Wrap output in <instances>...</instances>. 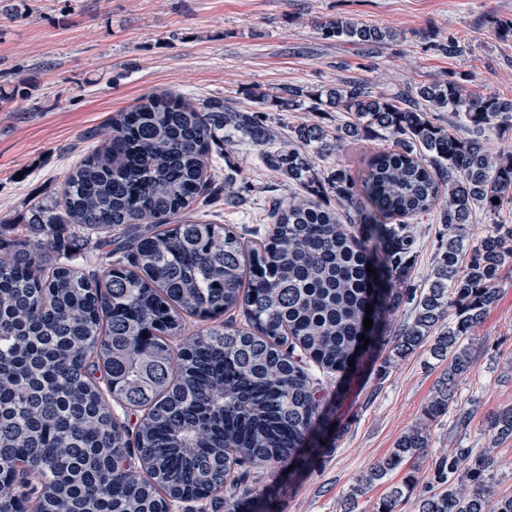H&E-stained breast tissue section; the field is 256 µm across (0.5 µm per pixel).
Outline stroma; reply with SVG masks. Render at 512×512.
<instances>
[{"instance_id":"obj_1","label":"stroma","mask_w":512,"mask_h":512,"mask_svg":"<svg viewBox=\"0 0 512 512\" xmlns=\"http://www.w3.org/2000/svg\"><path fill=\"white\" fill-rule=\"evenodd\" d=\"M0 12V235L17 233L31 205L56 198L65 174L99 147V132L113 116L154 91L169 90L200 103L224 100L254 106L271 96L266 123L273 147L294 128L320 124L328 130L344 113L281 111L275 99L291 88L324 90L367 78L374 93L392 95L421 84L470 80L512 100V35L492 34L512 21V0H12ZM350 16L397 31L377 50L324 39L320 24ZM454 35L460 56L433 49V38ZM372 71H364V64ZM379 139L344 140L340 154L316 157L324 173L342 164L362 173ZM240 197L224 204V188ZM296 188L268 168L249 140L225 146L199 213L228 224L244 239L266 227L272 198L288 200ZM416 240L407 290L421 292L434 274L445 233L436 214L410 226ZM476 362L460 377L454 415L426 422L445 362L428 345L406 357L392 355L393 336L379 339L359 370L338 377L322 373L321 409L327 424L312 434L318 450L301 452L292 465L243 468L245 484L258 488L262 512H373L391 485L415 480L402 512H418L432 464L451 449L491 448L499 461L491 499L512 496V438L491 443L489 417L512 408V262L505 267L496 301L475 327ZM430 437L411 469L392 472L367 488L356 503L348 495L357 480L386 457L419 423Z\"/></svg>"}]
</instances>
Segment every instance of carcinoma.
<instances>
[{
    "label": "carcinoma",
    "mask_w": 512,
    "mask_h": 512,
    "mask_svg": "<svg viewBox=\"0 0 512 512\" xmlns=\"http://www.w3.org/2000/svg\"><path fill=\"white\" fill-rule=\"evenodd\" d=\"M323 34L373 48L393 41L388 29L338 16ZM303 96L348 121L334 135L301 126L296 143L272 150L264 94L243 111L151 94L112 120L102 146L65 176L60 199L30 209L24 223L45 239L0 237V470L15 473L0 478V512H166L209 497L247 464L293 461L322 423L310 364L347 374L366 352L360 335L373 342L387 330L389 313L410 300L395 288L412 271L409 224L432 210L448 240L393 356L434 338L431 352L448 366L424 416L452 409L457 379L475 363L472 332L512 259V224L481 236L468 224L475 206L495 216L512 203V147H487L512 124V102L455 80L375 96L356 78L324 95L290 90L281 106ZM442 112L479 134L458 138ZM373 135L388 146L359 178L336 165L329 205L309 153ZM239 138L305 190L273 199L257 248L196 215L214 155ZM129 224L153 228L112 247V230ZM58 226L86 239L84 267L54 258ZM451 309L454 322L439 328ZM237 310L239 326L186 332V315ZM115 404L140 418H117ZM488 424L491 442L511 438L512 409ZM428 441L424 427L404 434L350 497L419 458ZM132 458L139 467L126 465ZM497 466L489 449H453L435 462L437 488L419 512H512V496L488 501ZM459 480L469 494L454 490ZM413 484L391 486L374 512H397ZM256 498L244 486L226 512H251Z\"/></svg>",
    "instance_id": "1"
}]
</instances>
